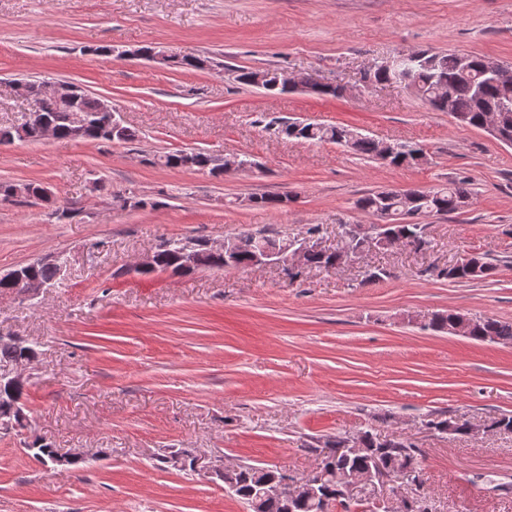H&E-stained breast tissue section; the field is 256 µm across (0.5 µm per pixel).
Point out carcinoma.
Returning a JSON list of instances; mask_svg holds the SVG:
<instances>
[{
	"label": "carcinoma",
	"instance_id": "obj_1",
	"mask_svg": "<svg viewBox=\"0 0 512 512\" xmlns=\"http://www.w3.org/2000/svg\"><path fill=\"white\" fill-rule=\"evenodd\" d=\"M488 58L480 55L471 56L468 67L461 64V56L457 53L420 51L418 56H408L401 64V73L410 79L411 89L424 99L434 110L447 112L451 116L464 118V125L480 129L491 113H496L502 131L512 136V111L500 109L501 102L512 100L511 83H487L484 81V68ZM395 78V72L382 69L373 64L364 74V79L370 83H387ZM236 80L248 86L258 87L269 94L284 93L288 87L282 82L280 71L274 68L253 70L250 68L237 69ZM78 105L82 111L96 116L95 123L87 128L79 138L75 137L66 115L62 111L48 107L42 109L44 116L55 124L56 136L60 140L75 138L84 142L112 141L130 142L137 138L136 132L124 125L117 135H112L110 113L102 110V99L81 93ZM278 133L288 139L311 142H329L346 147L355 154L379 160L378 141L361 135L357 131L340 125L322 123H279ZM37 140V130L34 125L20 128L15 125H0V145H10L15 141ZM425 151L417 144L409 142L396 143L395 152L385 164L390 166H414L417 158ZM155 163L170 169H209L216 170L215 159L204 151L176 150L166 152L156 157ZM471 192L463 180H450L448 183L430 188L419 189H386L366 193L357 200L360 209L373 215L380 211L387 213L391 224L389 233L403 240V245L420 252L428 249L430 241L426 227L420 218L434 215H447L462 210V205L468 203ZM290 199L287 193L260 194L252 197L253 203L261 207L278 208ZM243 249L237 255L235 262L224 263V259L211 254L208 249L199 246V260L196 269H234L244 270L251 261V255L261 245H276L274 237L260 233L243 232L238 235ZM335 253L315 251L308 257L307 268L327 270L332 265ZM470 263L480 267L481 274L473 275L468 268H443L437 271L436 277L454 282L462 280L487 279L494 275L496 265L488 258L476 254L471 256ZM26 275L48 287L58 288L62 284L58 266L50 261H44L26 268ZM458 313H436L431 318L429 326L440 332H449L457 319ZM494 338L498 342L512 343V322L501 321L492 317L476 318L471 327V339L485 342ZM25 395L23 389L0 388V421L16 419L10 415L13 404ZM454 425V434L466 436L469 434L470 422L462 416L448 418H432L426 421L429 428L445 430L448 424ZM365 448L355 454L345 455L341 448L345 440L342 438L328 442L329 454L323 461V470L315 475L322 480L325 496L328 498L327 508L321 507V502L315 500H300L293 507V512H326V509L339 505L343 512H351V506L364 505L358 501L352 503L342 498H336V487L339 478L345 474L365 472L372 463L373 457H378L384 468L409 467L413 471L420 469L419 449L411 442H399L396 448H375L372 439L374 434L364 432ZM25 448L33 452V456L46 468H54L55 449L39 440L24 443ZM281 474V471L269 467L256 468L252 465L242 467L238 477L237 497L246 503L258 502L252 512H285L281 500L268 497L262 493L265 480Z\"/></svg>",
	"mask_w": 512,
	"mask_h": 512
}]
</instances>
